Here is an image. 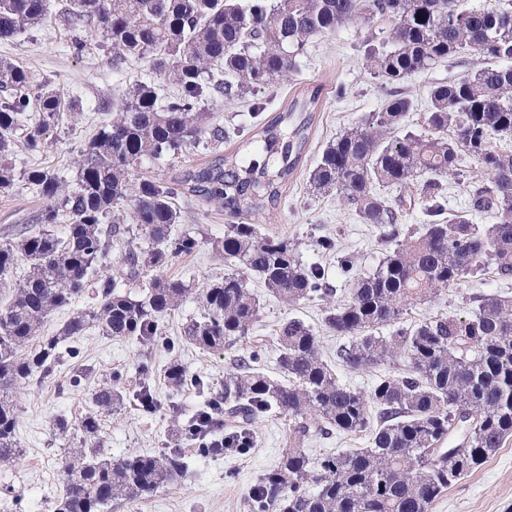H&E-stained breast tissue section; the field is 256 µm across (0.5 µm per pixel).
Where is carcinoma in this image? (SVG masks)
Wrapping results in <instances>:
<instances>
[{"mask_svg": "<svg viewBox=\"0 0 512 512\" xmlns=\"http://www.w3.org/2000/svg\"><path fill=\"white\" fill-rule=\"evenodd\" d=\"M60 10L75 33L101 24L115 68L144 60L175 89L161 97L150 81L116 94L112 118L84 144L69 182L44 167L18 171L12 155L19 131L27 152L44 151L50 132L75 106L65 105L51 82L36 84L27 70L0 60V191L20 177L43 199L26 226L0 243V465L21 457L17 388L49 378L64 342L95 327L149 347L160 335V316L195 294L203 313L184 324L182 340L222 350L259 321L254 277L287 305L324 302V327L351 337L336 350L341 365H388L391 371L367 392L340 383L312 330L292 318L276 337L283 377L257 368L253 352L237 359L207 407L176 430L183 446L106 457L98 417H83L78 445L61 458L54 512H112L114 502L149 496L185 477L192 455L251 447V426L267 413L288 421V448L260 477L250 512H431L444 492L512 437V298L475 296L466 315L404 320L411 307L490 267L501 280H512V151L503 147L512 141V23H503L512 16V0H487L478 8L468 0H66ZM52 18L50 0H0V40ZM377 20L386 27L367 38L364 59L389 94L371 118L324 148L307 179L313 195L336 192L360 223L378 231L376 267L360 274L353 256L341 257L351 288L334 303L325 271L303 262L296 240L263 234L254 224H230L215 241L228 267L223 276L197 290L160 275L198 246L195 237L175 230V200L197 197L233 215L280 201L308 140V112L318 92L259 126L248 145L264 155L261 162L220 153L217 143L226 132L205 102L288 80L311 40ZM453 59L468 67L467 74L430 86L425 132L406 130V115L417 104L403 85ZM209 145V162L171 180L136 175L146 162ZM466 159L486 179L467 182L465 208L450 213L443 178L461 180ZM394 188L409 190L421 203L425 224L403 228V199L384 194ZM123 209L124 223L116 217ZM475 215L495 223L476 224ZM120 241L126 244L125 280L145 281L136 295L100 273ZM88 291L93 307L59 334L40 335L51 312ZM388 326L394 330L381 335ZM164 379L179 390L189 375L173 361ZM134 400L144 413L157 409L144 382ZM92 401L111 412L123 403V392L105 383ZM329 426L365 436L367 446L312 463L304 444ZM221 436L224 447L218 448Z\"/></svg>", "mask_w": 512, "mask_h": 512, "instance_id": "cac0c4a2", "label": "carcinoma"}]
</instances>
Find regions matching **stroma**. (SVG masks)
I'll list each match as a JSON object with an SVG mask.
<instances>
[{
  "instance_id": "1",
  "label": "stroma",
  "mask_w": 512,
  "mask_h": 512,
  "mask_svg": "<svg viewBox=\"0 0 512 512\" xmlns=\"http://www.w3.org/2000/svg\"><path fill=\"white\" fill-rule=\"evenodd\" d=\"M367 26L350 25L335 33L313 39L301 68L293 79L247 93L234 101L217 100L212 104L216 122L231 132L220 146L221 153L241 150L236 129L251 125L253 104H261L263 117L269 118L304 97L307 89L320 87L321 97L313 112L309 139L301 161L284 187L281 203L259 212L236 217L216 204L201 199H180L176 205L181 222L176 229L198 240L197 249L176 258L165 273L203 288L211 278L223 275L224 258L212 247L223 238L229 224L258 225L265 234L285 233L300 244L303 262L324 267L335 288H347L340 257L354 256L359 272L373 270L379 260L375 232L359 223L336 195L312 196L307 178L323 149L349 127L361 123L379 111L386 87L363 63ZM72 32L64 22L39 28L23 39L0 41V59L26 68L35 82L53 81L65 101L79 103L77 117L65 118L51 137L52 144L37 156H30L23 145H16L17 168L31 164L49 168L73 180L74 160L101 122L112 116L113 95L134 83L147 80L148 68L133 63L123 69L112 67L111 54L101 46V26L84 32L87 48L82 56L71 49ZM41 205L35 189L24 180H16L9 191L0 192V242L10 238L19 220L34 215ZM334 237L336 252H323L318 240ZM253 289L260 300V319L251 336L221 350H202L180 340L182 326L197 317L202 307L196 298H187L177 309L162 316L160 325L164 343L146 349L134 339L114 340L97 330H88L75 338L78 358H64L51 380L23 385L16 392L20 410L18 435L22 457L18 463L0 469V486L15 489L19 502H6L7 512H51L60 489V457L65 445L56 434L57 415L70 420L92 412V394L102 383L118 380L125 393H132L140 381H147L161 407L152 414L136 410L124 402L109 413H101L100 442L108 456L134 453L154 454L174 440L175 422H186L199 411L207 390L224 383V373L233 359L259 351L260 366L269 375L277 373L276 331L291 318L316 329L320 353L331 364L339 381L354 388L369 389L374 374L348 369L336 362V348L342 337L321 330L324 304L314 300L289 307L268 295L261 283ZM508 292L506 285L484 275L464 282L459 289L447 290L431 302L410 311V319L437 313H466L469 297ZM181 362L198 375L203 390L189 387L171 391L163 379L169 361ZM87 366L89 374L80 385L70 382L78 366ZM255 442L245 453L233 450L214 458L196 457L190 461L185 480L168 485L151 496L132 503L113 506L112 512H249L247 501L258 478L272 469L288 438L285 419L264 417L253 425ZM432 512H512V440L507 441L481 468L445 492Z\"/></svg>"
}]
</instances>
